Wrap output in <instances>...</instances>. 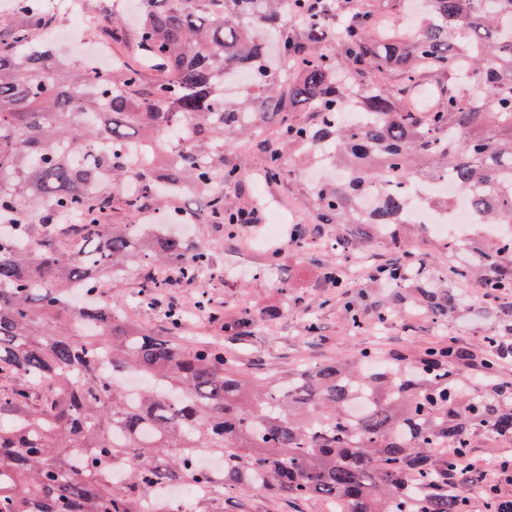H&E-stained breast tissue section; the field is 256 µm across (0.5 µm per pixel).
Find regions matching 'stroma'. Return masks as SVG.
I'll list each match as a JSON object with an SVG mask.
<instances>
[{
  "label": "stroma",
  "instance_id": "obj_1",
  "mask_svg": "<svg viewBox=\"0 0 512 512\" xmlns=\"http://www.w3.org/2000/svg\"><path fill=\"white\" fill-rule=\"evenodd\" d=\"M53 17L51 27L59 31L74 29L92 43L99 35L105 19L120 11L126 24L135 16L128 0H81L79 9H72L70 0H49ZM288 175L277 184L261 187L248 182L238 196L240 206L253 209L255 220L240 225L234 236H227L223 225L204 223L194 202L175 207L177 216L191 217L186 230L190 243L208 249L213 266L201 282L184 288L171 285L167 293L184 312V336H203L237 352L243 362L257 372L276 373L300 365H324L353 353L375 348L390 355L396 352L416 354L431 347L455 342L470 353L483 351L485 337L512 335V329L500 325L495 310L512 306V293L488 295L480 279L465 282L453 279L449 263H465L469 252L448 256L446 240L428 225L410 224L406 237L422 259L427 272L436 273L448 289L458 295L461 306L447 319L436 320L424 313L399 317L385 326L367 320L362 331L352 330L336 303V291L323 278V264L329 258L327 240L333 225L322 224L311 231L304 251L286 247L290 224L280 226L277 237L268 238L273 210L287 214L298 211L306 197L308 185L303 167L288 163ZM394 253L379 240L364 243L360 251L343 263L347 276L355 286L351 302L372 311L374 302L395 303L396 289L370 287L369 272L376 265L392 259ZM145 269L134 268L114 278L108 287L98 289L103 301H119V313L129 321L147 328L169 326L166 307L153 306L144 296L141 283ZM208 300L210 312L199 309L201 300ZM245 307H272L281 316L274 322L253 324L247 336L232 339L224 334V317ZM315 320L318 330L308 335L305 324ZM512 456V439L487 431L478 432L470 458L477 468L493 473L498 462ZM330 502L318 499L293 500L256 492L240 495L224 504V512H331Z\"/></svg>",
  "mask_w": 512,
  "mask_h": 512
}]
</instances>
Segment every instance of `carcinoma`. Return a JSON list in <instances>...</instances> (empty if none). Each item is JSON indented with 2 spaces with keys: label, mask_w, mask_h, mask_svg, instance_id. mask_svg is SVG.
Listing matches in <instances>:
<instances>
[{
  "label": "carcinoma",
  "mask_w": 512,
  "mask_h": 512,
  "mask_svg": "<svg viewBox=\"0 0 512 512\" xmlns=\"http://www.w3.org/2000/svg\"><path fill=\"white\" fill-rule=\"evenodd\" d=\"M428 20L413 35L379 32V15L346 0H140L137 61L97 71L56 56L24 24L0 41V211L18 220L0 239V512H144L174 481L216 486L198 512H224V497L265 491L321 497L337 512H467L448 485H471L459 457L486 429L512 434V408L496 393H459L446 348L418 363L397 355L262 376L209 342L136 327L110 302L68 303L99 275L175 267L196 280L211 254L141 223L186 194L203 197L208 223L227 235L249 223L233 197L247 179L227 157L226 135L274 128L259 139L262 176L283 177L285 154L329 156L349 169L310 192L319 224L336 225V262L323 277L347 294L337 261L365 224L401 258L376 281L408 287L436 319L460 299L435 288L403 238L409 190L452 178L474 195L475 223L506 226L468 265L490 295L512 291V0H421ZM21 18L41 0H13ZM337 48L325 49L331 43ZM247 69L242 98L224 97L229 70ZM440 82L426 109L414 90ZM297 112L306 116L299 118ZM379 193L362 213V196ZM82 224L57 227L54 212ZM116 215L127 218L112 224ZM82 240L65 252L34 232ZM405 308L377 304L385 323ZM275 308L245 310L232 331ZM486 340L484 380L497 369ZM48 388L35 398V382ZM358 398L364 411L348 409ZM458 455L448 457V449ZM120 466L125 477L111 479Z\"/></svg>",
  "instance_id": "1"
}]
</instances>
